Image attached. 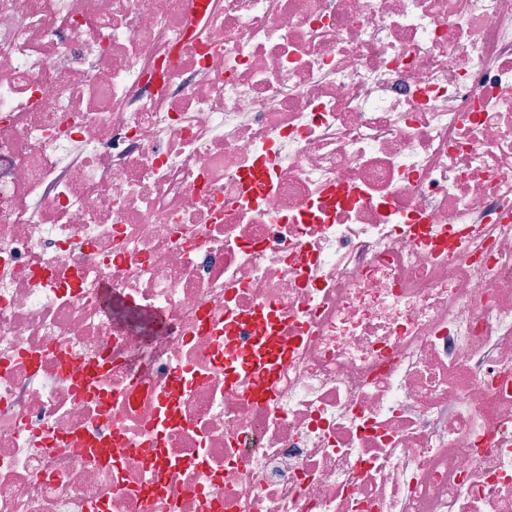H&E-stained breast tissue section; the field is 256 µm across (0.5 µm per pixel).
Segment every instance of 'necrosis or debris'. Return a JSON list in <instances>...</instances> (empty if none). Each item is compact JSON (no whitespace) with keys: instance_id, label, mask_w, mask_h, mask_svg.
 <instances>
[{"instance_id":"necrosis-or-debris-1","label":"necrosis or debris","mask_w":512,"mask_h":512,"mask_svg":"<svg viewBox=\"0 0 512 512\" xmlns=\"http://www.w3.org/2000/svg\"><path fill=\"white\" fill-rule=\"evenodd\" d=\"M0 512H512V0H0Z\"/></svg>"}]
</instances>
